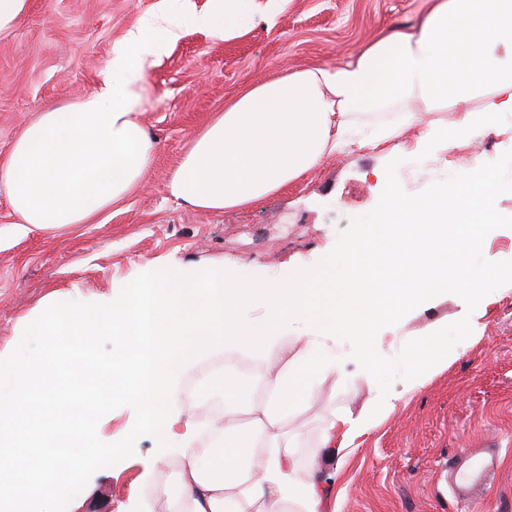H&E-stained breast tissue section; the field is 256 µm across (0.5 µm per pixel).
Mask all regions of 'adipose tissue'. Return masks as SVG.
I'll list each match as a JSON object with an SVG mask.
<instances>
[{"label":"adipose tissue","instance_id":"obj_1","mask_svg":"<svg viewBox=\"0 0 512 512\" xmlns=\"http://www.w3.org/2000/svg\"><path fill=\"white\" fill-rule=\"evenodd\" d=\"M280 0H209L204 14L185 8L183 24H199L220 38L241 35L257 15L274 17ZM178 28L162 37L131 33L108 61L103 85L81 101L46 109L16 139L0 165L4 187L20 222L15 236L88 224L118 204L138 184L156 151L137 120L142 63L158 54ZM433 112L448 108L453 127L426 126L419 141L456 143L472 128L491 126L496 112L512 107V0H433L420 23L384 36L336 67L289 71L257 82L227 105L191 141L171 173L172 196L194 208L221 212L249 206L315 169L329 155L355 145L356 126L383 122V136L367 141L376 150L402 136L416 120L411 105ZM495 191L488 169L469 170L462 182L423 196L396 183L379 231L361 228L357 241L330 256L323 267L298 268L273 282L237 268H203L173 280L131 281L120 299L95 312L71 305L58 319L59 335L83 354L90 342L124 326L125 337L99 370L131 377L129 388L145 426L158 431L161 457L181 461L174 486H153L136 512H319L322 489L295 449L301 428L288 413L316 395L299 388L300 377L326 375L353 363L378 375L387 352L404 349L407 391L424 386L454 350L422 352L402 347L399 325L413 308L455 291L462 311L457 330L476 339L492 302L480 284L512 274L500 259L479 271L469 256L483 236L474 226L458 230V216L481 210ZM338 272L340 302L329 318L310 321L306 287ZM305 325L301 346L288 348V330ZM346 343L345 359L331 349ZM261 361L265 397H256L235 374H202L200 384L224 392V420L212 423L218 439H201L197 403L179 405L175 386L203 351ZM395 395L377 396L375 412L351 418L337 413L330 396L320 447H354L393 408ZM249 424H241L240 415Z\"/></svg>","mask_w":512,"mask_h":512}]
</instances>
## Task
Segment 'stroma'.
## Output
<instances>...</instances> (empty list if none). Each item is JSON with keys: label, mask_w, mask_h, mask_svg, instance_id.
Wrapping results in <instances>:
<instances>
[{"label": "stroma", "mask_w": 512, "mask_h": 512, "mask_svg": "<svg viewBox=\"0 0 512 512\" xmlns=\"http://www.w3.org/2000/svg\"><path fill=\"white\" fill-rule=\"evenodd\" d=\"M204 13L208 0H27L24 14L0 32V163L23 128L50 106L75 103L98 89L112 51L130 32L165 31L183 2ZM431 0H284L274 21L257 20L236 39L199 25L144 64L146 90L139 120L158 150L138 189L94 223L11 236L18 218L0 186V352L10 353L24 328L55 302L110 301L133 279L167 277L250 261L264 277L285 281L296 265L319 267L353 241L365 224L380 223L387 179L421 196L459 182L440 166L406 177L410 159L468 155L489 167L500 186L496 223L472 269L512 254V110L492 128H474L466 145L418 144L415 133L386 143L383 152L353 149L327 158L286 190L242 209L206 212L174 198L168 187L185 147L249 84L289 71L351 60L374 38L404 31ZM494 301L478 341L460 338L455 294L436 296L401 322L405 344L449 342L456 355L420 389L405 393L357 448L319 447L323 415L302 417L298 454L326 490L321 512H512V280L487 282ZM337 412L375 411L382 391H403L405 373L391 354L370 378L347 364L323 379ZM156 439L140 436L133 456L96 471L99 497L81 512H119L136 499L142 474L174 484L178 461L154 457ZM498 450L495 480L475 501L458 502L448 488V463L463 449Z\"/></svg>", "instance_id": "1"}]
</instances>
